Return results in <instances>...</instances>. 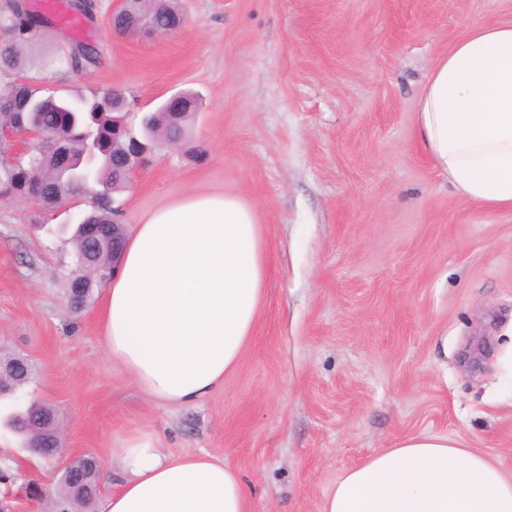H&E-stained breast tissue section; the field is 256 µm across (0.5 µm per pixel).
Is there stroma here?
<instances>
[{"instance_id":"1","label":"stroma","mask_w":512,"mask_h":512,"mask_svg":"<svg viewBox=\"0 0 512 512\" xmlns=\"http://www.w3.org/2000/svg\"><path fill=\"white\" fill-rule=\"evenodd\" d=\"M102 64L45 69L68 35H38L28 69L62 94L124 93L132 117L165 95L199 97L189 137L158 149L114 199L133 229L197 193L252 206L268 255L252 336L222 387L193 407L149 401L102 340L104 287L67 305L71 247L58 234L88 202L53 212L0 203V345L32 363L0 416L37 400L58 416L63 459L135 428L168 450L237 469L250 512H321L348 469L420 433L457 439L512 472V211L465 197L429 162L417 106L438 59L472 23L512 22V0H179L186 23L160 38L107 26ZM60 463L0 425V497L43 512Z\"/></svg>"}]
</instances>
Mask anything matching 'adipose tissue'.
<instances>
[{"label": "adipose tissue", "instance_id": "ef3b65f1", "mask_svg": "<svg viewBox=\"0 0 512 512\" xmlns=\"http://www.w3.org/2000/svg\"><path fill=\"white\" fill-rule=\"evenodd\" d=\"M419 142L471 201L512 210V23L470 25L432 70ZM267 264L251 206L199 193L143 218L105 291L109 358L153 400L189 407L221 387L253 334ZM101 512H249L240 473L205 452L118 438ZM321 512H512V473L445 435L401 440L345 472Z\"/></svg>", "mask_w": 512, "mask_h": 512}]
</instances>
